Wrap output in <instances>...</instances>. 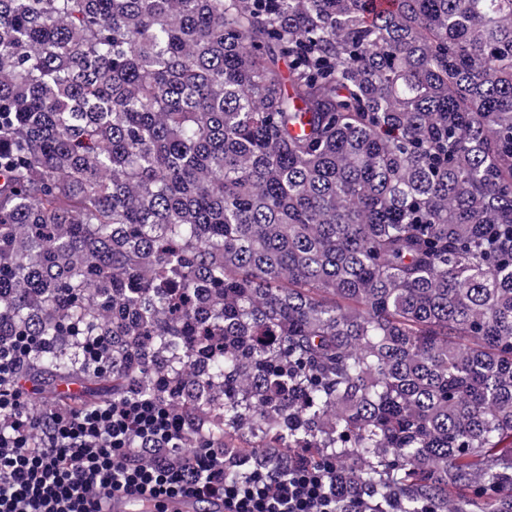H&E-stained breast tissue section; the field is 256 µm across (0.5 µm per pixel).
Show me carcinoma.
<instances>
[{
	"label": "carcinoma",
	"instance_id": "carcinoma-1",
	"mask_svg": "<svg viewBox=\"0 0 512 512\" xmlns=\"http://www.w3.org/2000/svg\"><path fill=\"white\" fill-rule=\"evenodd\" d=\"M0 0V345L224 482L512 512V0ZM104 362L83 365L86 338Z\"/></svg>",
	"mask_w": 512,
	"mask_h": 512
}]
</instances>
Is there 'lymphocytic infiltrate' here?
I'll use <instances>...</instances> for the list:
<instances>
[{"instance_id":"obj_1","label":"lymphocytic infiltrate","mask_w":512,"mask_h":512,"mask_svg":"<svg viewBox=\"0 0 512 512\" xmlns=\"http://www.w3.org/2000/svg\"><path fill=\"white\" fill-rule=\"evenodd\" d=\"M31 342L0 345V512H101L105 495L219 496L227 512H336L328 473L292 465L224 482V451L191 448L182 415L130 397L81 409L27 410L20 367Z\"/></svg>"}]
</instances>
